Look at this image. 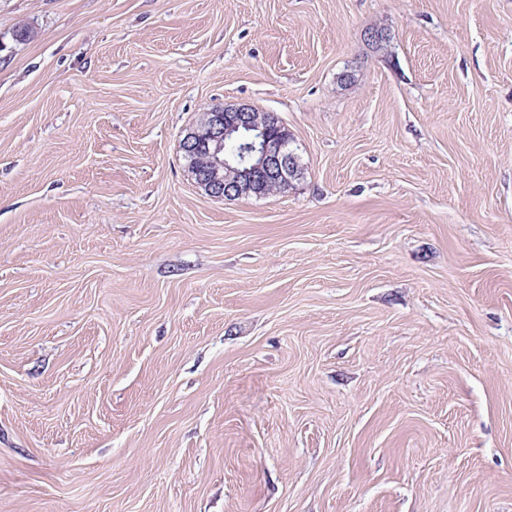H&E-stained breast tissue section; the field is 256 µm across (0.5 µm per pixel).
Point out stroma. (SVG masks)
<instances>
[{"label": "stroma", "mask_w": 512, "mask_h": 512, "mask_svg": "<svg viewBox=\"0 0 512 512\" xmlns=\"http://www.w3.org/2000/svg\"><path fill=\"white\" fill-rule=\"evenodd\" d=\"M0 512H512V0H0ZM240 129L253 131L254 139L242 143L236 154H229L233 158L227 160L224 144L232 141V135ZM204 140L208 156L200 151L183 159L191 172L204 177L194 182L211 197L233 200L286 191L300 167L288 128L271 114L251 105L209 108L185 129L180 150L190 153Z\"/></svg>", "instance_id": "obj_1"}]
</instances>
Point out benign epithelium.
I'll return each mask as SVG.
<instances>
[{
	"instance_id": "benign-epithelium-1",
	"label": "benign epithelium",
	"mask_w": 512,
	"mask_h": 512,
	"mask_svg": "<svg viewBox=\"0 0 512 512\" xmlns=\"http://www.w3.org/2000/svg\"><path fill=\"white\" fill-rule=\"evenodd\" d=\"M205 142L210 170L195 184L215 198L266 196L288 190L299 169L293 139L271 114L247 105H216L185 129L183 153Z\"/></svg>"
}]
</instances>
